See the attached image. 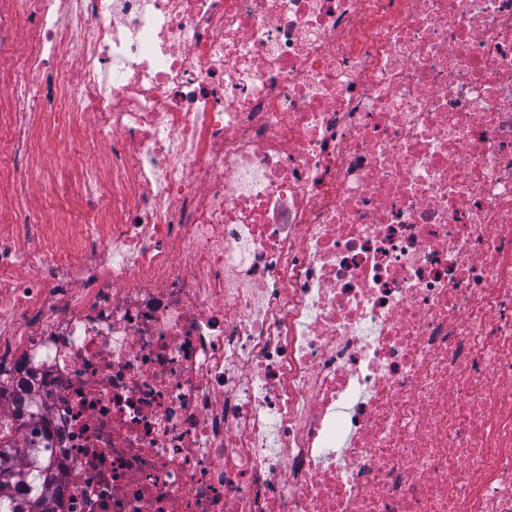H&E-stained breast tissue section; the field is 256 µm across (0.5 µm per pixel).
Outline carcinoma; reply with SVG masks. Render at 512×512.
Here are the masks:
<instances>
[{"mask_svg": "<svg viewBox=\"0 0 512 512\" xmlns=\"http://www.w3.org/2000/svg\"><path fill=\"white\" fill-rule=\"evenodd\" d=\"M60 464L53 450L31 441L19 448L0 443V512H52Z\"/></svg>", "mask_w": 512, "mask_h": 512, "instance_id": "carcinoma-1", "label": "carcinoma"}]
</instances>
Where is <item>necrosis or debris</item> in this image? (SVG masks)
<instances>
[{"mask_svg":"<svg viewBox=\"0 0 512 512\" xmlns=\"http://www.w3.org/2000/svg\"><path fill=\"white\" fill-rule=\"evenodd\" d=\"M0 376L53 512H512V0H0Z\"/></svg>","mask_w":512,"mask_h":512,"instance_id":"obj_1","label":"necrosis or debris"}]
</instances>
